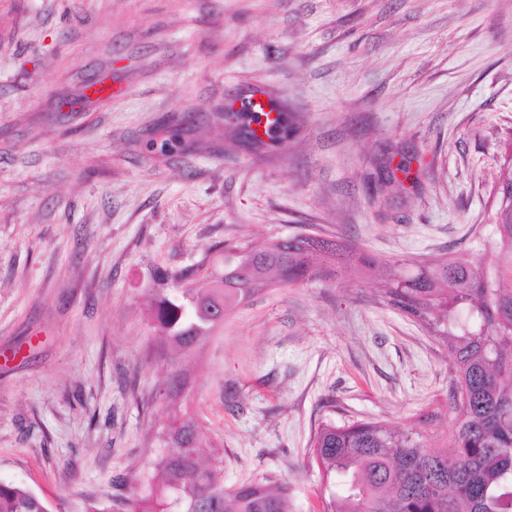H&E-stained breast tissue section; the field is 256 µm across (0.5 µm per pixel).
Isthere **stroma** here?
Masks as SVG:
<instances>
[{"mask_svg":"<svg viewBox=\"0 0 512 512\" xmlns=\"http://www.w3.org/2000/svg\"><path fill=\"white\" fill-rule=\"evenodd\" d=\"M257 88L287 139L240 133ZM511 145L512 0H0V481L126 512L186 414L225 487L285 481L291 512H323L322 422L431 414L440 445L450 356L374 278L264 289L174 393L153 300L225 247L300 233L488 262ZM393 157L412 179L373 202Z\"/></svg>","mask_w":512,"mask_h":512,"instance_id":"stroma-1","label":"stroma"}]
</instances>
